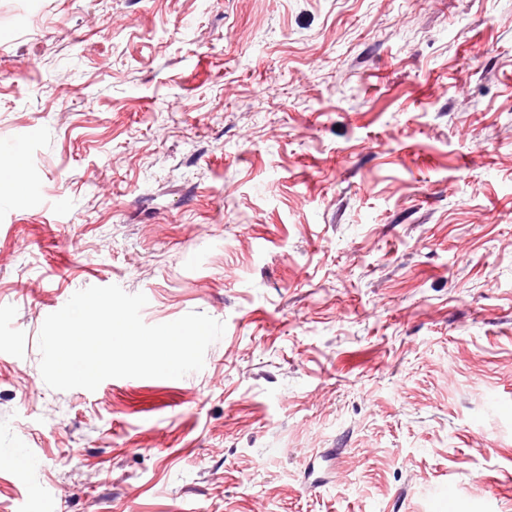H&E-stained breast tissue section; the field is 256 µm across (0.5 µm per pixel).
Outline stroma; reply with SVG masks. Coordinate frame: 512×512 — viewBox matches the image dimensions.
<instances>
[{
	"instance_id": "obj_1",
	"label": "stroma",
	"mask_w": 512,
	"mask_h": 512,
	"mask_svg": "<svg viewBox=\"0 0 512 512\" xmlns=\"http://www.w3.org/2000/svg\"><path fill=\"white\" fill-rule=\"evenodd\" d=\"M0 151V512H512V0H0ZM112 284L203 369L49 388Z\"/></svg>"
}]
</instances>
